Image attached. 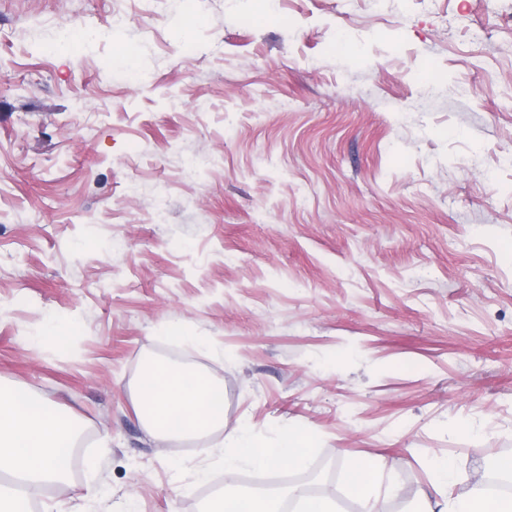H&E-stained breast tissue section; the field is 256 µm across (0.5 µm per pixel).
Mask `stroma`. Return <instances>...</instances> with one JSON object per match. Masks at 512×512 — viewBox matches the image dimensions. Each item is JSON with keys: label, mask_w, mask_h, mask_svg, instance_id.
I'll return each instance as SVG.
<instances>
[{"label": "stroma", "mask_w": 512, "mask_h": 512, "mask_svg": "<svg viewBox=\"0 0 512 512\" xmlns=\"http://www.w3.org/2000/svg\"><path fill=\"white\" fill-rule=\"evenodd\" d=\"M259 8L0 0V387L83 436L36 512H213L231 479L324 461L339 512L360 463L375 512H418L512 455V0ZM51 25L103 44L46 56ZM122 45L143 80H107ZM151 358L218 383L223 429L153 436ZM242 421L317 446L228 476ZM353 477V490L358 498L370 501L378 484V471L365 463L359 464Z\"/></svg>", "instance_id": "1"}]
</instances>
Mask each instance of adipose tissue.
<instances>
[{"mask_svg":"<svg viewBox=\"0 0 512 512\" xmlns=\"http://www.w3.org/2000/svg\"><path fill=\"white\" fill-rule=\"evenodd\" d=\"M138 412L155 434L200 438L223 427L224 390L202 372L153 360L139 384ZM73 441L66 415L24 392L0 388V471L13 483L0 512H24L42 487L62 483ZM314 444V435L296 429H284L271 443L240 425L227 436L224 468L233 474L256 467H298Z\"/></svg>","mask_w":512,"mask_h":512,"instance_id":"obj_1","label":"adipose tissue"}]
</instances>
